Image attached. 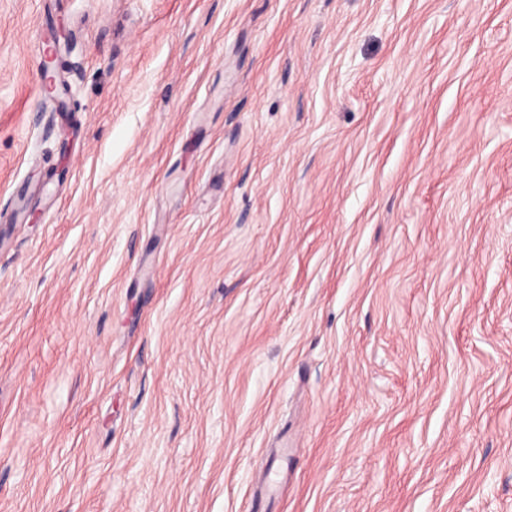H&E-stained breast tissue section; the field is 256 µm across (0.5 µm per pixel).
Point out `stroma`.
Returning a JSON list of instances; mask_svg holds the SVG:
<instances>
[{
    "instance_id": "obj_1",
    "label": "stroma",
    "mask_w": 512,
    "mask_h": 512,
    "mask_svg": "<svg viewBox=\"0 0 512 512\" xmlns=\"http://www.w3.org/2000/svg\"><path fill=\"white\" fill-rule=\"evenodd\" d=\"M0 512H512V0H0Z\"/></svg>"
}]
</instances>
